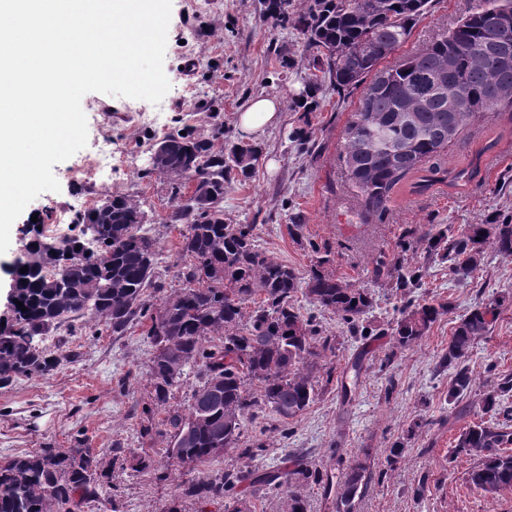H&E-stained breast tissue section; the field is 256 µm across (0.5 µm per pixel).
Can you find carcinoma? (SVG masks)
Masks as SVG:
<instances>
[{"instance_id": "carcinoma-1", "label": "carcinoma", "mask_w": 512, "mask_h": 512, "mask_svg": "<svg viewBox=\"0 0 512 512\" xmlns=\"http://www.w3.org/2000/svg\"><path fill=\"white\" fill-rule=\"evenodd\" d=\"M429 0H269L267 11L276 23L291 24L315 51L313 68L337 89H361L358 104L343 134V161L350 185L362 201L361 218L386 209L394 188L416 174L414 188L438 182L452 187L471 183L480 172L488 144L462 169H448L439 158L467 125L493 112H512V19L487 41L489 21L507 11L512 0H482V5L437 35L422 48L403 55L390 67L380 63L411 37ZM427 87V102L418 105L417 88ZM464 101L462 112H448V96ZM162 150L151 172L167 179L177 205L168 217L185 225L179 252L167 273L181 287L161 299L151 312L147 291H161L156 269L158 250L144 228L141 203L132 195H109L79 213L80 236L60 244L49 257L40 241L31 240L10 265L16 288L13 318L0 322V383L49 375L60 358L46 353L49 333L71 318L112 329L123 336L133 322L148 317L152 347L149 376L151 404L146 418L167 406L184 371L194 368L201 385L191 394L185 412H168L163 427L147 425L143 434L167 443L171 466L208 463L216 449L253 456L240 447L248 421L270 411L283 423L301 416L318 395L320 375L333 383L336 368L320 359L334 348L313 318H303L294 305L299 290L311 302L359 331L373 307L372 294L322 271L319 258L307 277L256 244L252 224L224 223V184L250 177L261 148L254 144L214 143L192 130L160 140ZM193 180V195L183 194ZM429 257L452 262L466 276L476 269L485 249L512 258V218L488 224H467L457 237L439 229L423 239ZM28 272L22 273V267ZM501 297L464 315L442 356L456 369L448 400L467 393L471 379L466 362L474 344L487 336L496 320ZM445 311V305L406 301L392 331L393 345L405 349L419 343ZM218 338L213 343L211 339ZM512 392L503 378L482 400L483 410H502ZM512 419L475 423L458 437L455 451L474 460L468 472L476 487L496 492L512 488ZM368 455L358 456L333 475L298 463L278 473L222 471L202 473L178 486L182 497L222 500L245 481L285 494L287 512H307L299 487L315 484L332 498L336 512H354L356 500L369 484ZM112 474L84 448H43L0 458V512H74L75 496L109 495Z\"/></svg>"}]
</instances>
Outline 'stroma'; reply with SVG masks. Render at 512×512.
<instances>
[{"mask_svg": "<svg viewBox=\"0 0 512 512\" xmlns=\"http://www.w3.org/2000/svg\"><path fill=\"white\" fill-rule=\"evenodd\" d=\"M477 3L430 0L404 52L449 28ZM304 44L300 31L273 23L264 0H172L164 58L168 92L156 105L97 92L83 96L87 145L54 165L59 191L40 194L12 225L10 246L0 254V291L9 289L8 268L19 253L21 225L34 218L51 224L63 211L76 218L75 205L82 199L137 196L161 260H173L182 227L168 223L174 206L169 186L149 171L153 144L188 126L222 146L225 138H239L237 116L250 98L280 96L281 121L260 138L263 152L253 176L224 189V221L255 225L260 247L300 274H308L317 255L326 254L329 273L371 289L375 303L364 339L304 293L295 297L302 313L316 315L336 339L327 363L341 371L360 354L365 367L350 394L334 383L320 386L311 407L289 423L272 413L245 423L241 444L253 447V458L227 452L208 463L207 471L280 472L291 461L333 471L338 461L366 451L373 479L354 512H512V490L489 494L474 488L468 481L473 459L454 451L460 432L484 419L483 395L501 378L512 377V259L486 251L463 279L427 257L419 243L435 229L457 235L465 225L512 216V112H496L467 126L446 152L448 167H460L485 142H493L471 186L438 184L414 193L400 184L386 210L365 223L357 216L359 198L340 158L343 130L358 95L337 92L327 83L316 109L294 107L292 99L305 89L312 71ZM296 129L305 131L306 140L291 139ZM95 154L106 156V165L90 177L78 173V165ZM293 213L303 224L296 235L288 229ZM381 261L391 276H375ZM407 268L422 275L411 299H434L448 311L420 344L400 350L391 336L400 304L393 274ZM497 296L505 302L467 363L470 388L462 402L449 401L454 372L441 367V355L462 316ZM147 329L142 322L122 336L106 328L95 333L78 319L48 336L49 352L73 350L77 357L62 361L48 376L0 385V457L44 448L89 449L112 469V497L87 500L78 512H111L115 501L122 512H168L173 506L179 512H231L238 498L249 502L252 512H283L281 494L257 492L246 483L218 503L176 498V484L199 472L170 469L161 440L141 434L142 407L152 391ZM415 422L419 432L406 438ZM402 439L407 442L402 457L390 461L391 446ZM117 447L148 454L166 480L113 462Z\"/></svg>", "mask_w": 512, "mask_h": 512, "instance_id": "stroma-1", "label": "stroma"}]
</instances>
